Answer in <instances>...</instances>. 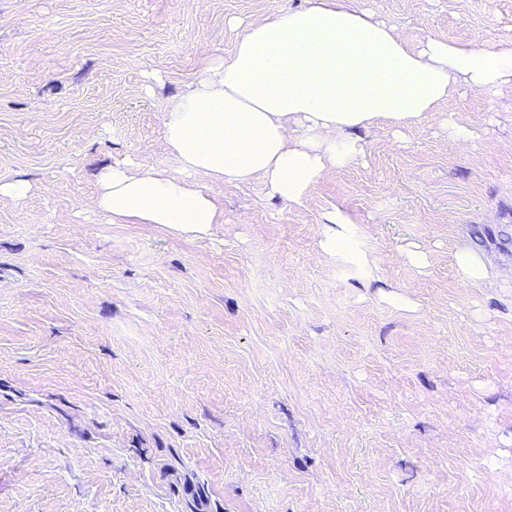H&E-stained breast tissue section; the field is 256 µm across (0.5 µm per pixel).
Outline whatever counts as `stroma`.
<instances>
[{
    "label": "stroma",
    "mask_w": 512,
    "mask_h": 512,
    "mask_svg": "<svg viewBox=\"0 0 512 512\" xmlns=\"http://www.w3.org/2000/svg\"><path fill=\"white\" fill-rule=\"evenodd\" d=\"M356 4L412 45L512 41V0ZM306 5L0 0V175L33 185L0 197V512H512L511 88L361 132L303 204L218 187L205 236L87 205L102 165L178 173L162 112ZM337 211L373 265L324 252ZM455 264L458 275L465 282L480 283L489 276L485 259L473 249H459L455 255Z\"/></svg>",
    "instance_id": "stroma-1"
}]
</instances>
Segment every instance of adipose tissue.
<instances>
[{
	"mask_svg": "<svg viewBox=\"0 0 512 512\" xmlns=\"http://www.w3.org/2000/svg\"><path fill=\"white\" fill-rule=\"evenodd\" d=\"M458 83L482 93L512 87V42L429 37L413 46L349 0H309L250 22L234 52L203 67L162 113V146L180 175L113 163L99 172L90 207L114 224L203 236L224 212L197 175L217 186L259 177L270 196L302 204L328 166L362 155L359 130L410 127Z\"/></svg>",
	"mask_w": 512,
	"mask_h": 512,
	"instance_id": "adipose-tissue-1",
	"label": "adipose tissue"
}]
</instances>
